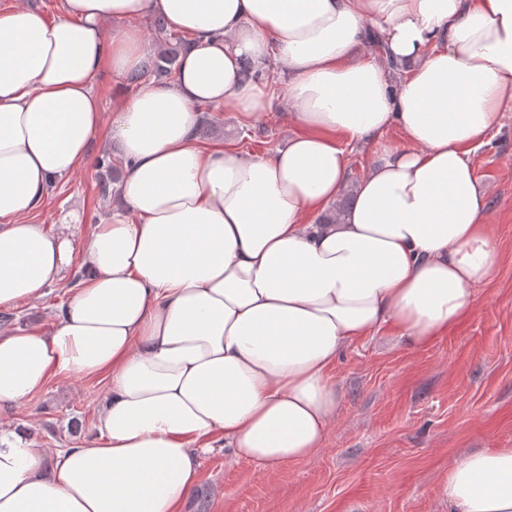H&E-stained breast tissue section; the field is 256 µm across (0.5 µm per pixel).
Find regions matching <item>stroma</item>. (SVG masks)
Segmentation results:
<instances>
[{"label": "stroma", "mask_w": 512, "mask_h": 512, "mask_svg": "<svg viewBox=\"0 0 512 512\" xmlns=\"http://www.w3.org/2000/svg\"><path fill=\"white\" fill-rule=\"evenodd\" d=\"M287 111L274 106L264 120L245 125L236 113L212 110L197 128L202 145L227 141L262 153L292 132ZM92 163L57 180L32 223L50 233L76 212L77 240L112 211L101 193L104 177ZM470 161L487 191L489 221L498 241L492 279L478 287L477 310L435 343L411 348L385 328L346 348L334 371L341 402L325 445L291 468L268 470L229 462L217 448L202 459L184 512H448V470L464 453L512 448V111L474 148ZM78 267L37 302L11 311V329L51 330L62 302L76 288ZM108 384L101 377L51 379L26 402L0 407V422L23 425L46 448L97 434Z\"/></svg>", "instance_id": "1"}]
</instances>
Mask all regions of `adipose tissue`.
<instances>
[{
    "mask_svg": "<svg viewBox=\"0 0 512 512\" xmlns=\"http://www.w3.org/2000/svg\"><path fill=\"white\" fill-rule=\"evenodd\" d=\"M188 34L174 82L103 122L96 80L142 68L141 21ZM124 23L119 34L105 26ZM294 133L259 156L195 137L205 106ZM512 108V0H62L0 9V311L85 275L52 332L0 330V406L109 380L96 437L0 426V512H182L205 452L281 469L322 447L341 352L396 325L422 347L470 316L497 242L471 150ZM379 148L348 209L347 146ZM118 146V205L82 246L30 223L48 186ZM448 512H512V448L463 454Z\"/></svg>",
    "mask_w": 512,
    "mask_h": 512,
    "instance_id": "1",
    "label": "adipose tissue"
}]
</instances>
